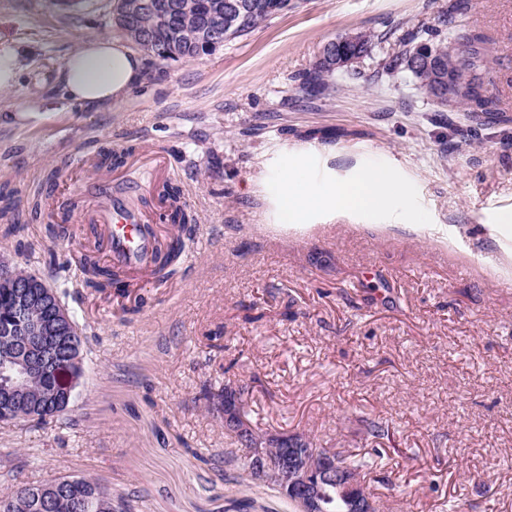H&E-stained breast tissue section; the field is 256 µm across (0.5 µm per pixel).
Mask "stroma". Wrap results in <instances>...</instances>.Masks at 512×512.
Wrapping results in <instances>:
<instances>
[{
	"label": "stroma",
	"instance_id": "35a3bbf8",
	"mask_svg": "<svg viewBox=\"0 0 512 512\" xmlns=\"http://www.w3.org/2000/svg\"><path fill=\"white\" fill-rule=\"evenodd\" d=\"M449 0H292L288 11L195 60L147 58L144 83L112 104L62 99L83 44L121 37L114 0H0V42L20 57L0 90V262L52 287L84 328L66 420L0 423V496L93 475L129 512H295L239 461L206 394L244 392L259 432L307 433L364 464L382 512H512V0H468L490 38L500 113L439 106L408 79L377 76L396 37L424 33ZM379 35L328 95L299 87L324 44ZM152 175V153L197 216L185 267L139 288H84L28 200L50 170L79 194L102 152ZM408 189L382 211L314 208L292 224L289 174L312 197L362 170ZM389 429L370 436L366 419Z\"/></svg>",
	"mask_w": 512,
	"mask_h": 512
}]
</instances>
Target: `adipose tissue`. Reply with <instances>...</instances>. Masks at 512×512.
<instances>
[{
	"label": "adipose tissue",
	"mask_w": 512,
	"mask_h": 512,
	"mask_svg": "<svg viewBox=\"0 0 512 512\" xmlns=\"http://www.w3.org/2000/svg\"><path fill=\"white\" fill-rule=\"evenodd\" d=\"M145 60L120 39L100 38L70 54L60 76L63 97L75 105L117 102L144 81ZM404 185L384 172H361L353 181L333 185L329 193L313 201L303 175L294 174L284 188L289 223H297L313 205L332 210L387 208L393 198L405 196Z\"/></svg>",
	"instance_id": "adipose-tissue-1"
}]
</instances>
